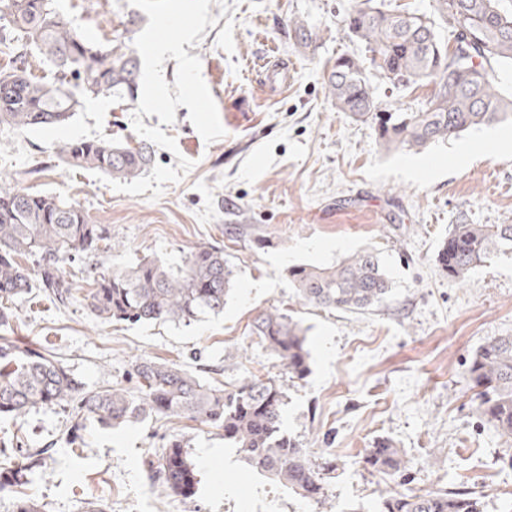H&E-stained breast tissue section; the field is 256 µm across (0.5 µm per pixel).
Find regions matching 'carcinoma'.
Masks as SVG:
<instances>
[{"mask_svg": "<svg viewBox=\"0 0 512 512\" xmlns=\"http://www.w3.org/2000/svg\"><path fill=\"white\" fill-rule=\"evenodd\" d=\"M432 8L453 43L440 41L435 22L386 0H353L346 22L371 54L381 76L399 84L427 80L434 86L418 112H381L365 67L354 55L336 58L326 89L336 108L356 119H371L380 145L420 151L472 128L512 120V96L496 82L498 68L512 65V10L500 0H432ZM128 15L123 34L105 47L85 39L55 0H0V126L18 130L56 127L68 122L83 101L100 95L132 99L138 90L140 61L131 46L142 23ZM54 68L46 81L31 73L29 52ZM67 166L94 169L115 179L132 180L147 170L151 147L110 139L64 143L58 152ZM512 246V224H457L439 253L448 279L461 283L490 255ZM112 248V231L95 224L85 210L55 194H33L0 184V328L14 316L12 305L37 287L62 307L74 297L62 263L77 255ZM35 258L34 267L21 258ZM295 296L303 305L364 313L391 292L381 260L372 251L352 254L331 267L289 270ZM235 282L224 250L199 246L179 265L142 260L117 270L94 273L84 295L92 314L105 322L187 324L202 313L219 314ZM307 329L279 309L260 312L250 335L258 339L282 371L299 379L309 371ZM467 376L476 408L495 431L512 438V336H493L472 354ZM132 387L117 382L95 392L84 390L67 366L46 348L34 349L0 336V416L19 419L49 406H69L78 422L117 428L147 418L182 417L224 430V440L256 467L316 505L328 504L330 475L336 463L330 449L314 453L288 437L283 426L286 393L273 376L246 378L231 387L204 382L179 364L137 359ZM371 471L402 478L411 470L407 453L389 441L365 449ZM40 464L33 456L0 467V492L14 493L13 512H42V505L19 490L25 473ZM150 478L184 504L197 491V472L184 441L169 439L148 460ZM379 512H481L480 500L463 488L413 494L394 492L380 499Z\"/></svg>", "mask_w": 512, "mask_h": 512, "instance_id": "cac0c4a2", "label": "carcinoma"}]
</instances>
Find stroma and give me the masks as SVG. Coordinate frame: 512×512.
Returning <instances> with one entry per match:
<instances>
[{"label":"stroma","mask_w":512,"mask_h":512,"mask_svg":"<svg viewBox=\"0 0 512 512\" xmlns=\"http://www.w3.org/2000/svg\"><path fill=\"white\" fill-rule=\"evenodd\" d=\"M210 4L217 24L187 53L201 71L226 131L205 143L187 107L173 124L177 152L155 148L153 162L193 161L158 199L130 196L69 168L58 149L76 139L135 138L137 101L85 100L66 124L17 131L0 126V177L32 193L78 202L93 223L109 225L111 250L64 266L74 287L88 290L92 263L125 268L143 259L180 262L196 246L223 248L236 285L221 314L191 324L104 323L81 299L57 307L39 290L17 301L6 333L47 348L85 390L121 381L138 358L174 362L204 381L224 385L250 375L280 378L287 398L283 428L318 450L331 435L336 476L334 512H375L382 494L467 488L481 512H512V439L484 422L465 372L488 337L512 335V249L492 254L462 283L442 271L438 253L458 224H512V137L504 122L461 133L422 152L385 150L375 126L337 111L325 89L336 57L364 55L345 17L351 0H227ZM91 42L120 34L128 0H56ZM313 38L297 47L293 19ZM295 70L280 95L250 73L271 46ZM380 110L412 112L432 87H407L368 75ZM363 250L378 254L391 280L386 301L364 314L299 304L288 272L298 265L331 266ZM280 309L307 330L310 372L301 380L280 372L268 352L251 344L249 328L263 310ZM59 406L21 421L0 418V463L43 451L27 475V494L43 512H84L104 500L109 512H319L253 468L224 432L183 418L155 419L108 430L85 422L78 444ZM184 439L198 472L193 503L153 485L144 466L170 437ZM387 440L415 463L404 484L365 469V448Z\"/></svg>","instance_id":"stroma-1"}]
</instances>
